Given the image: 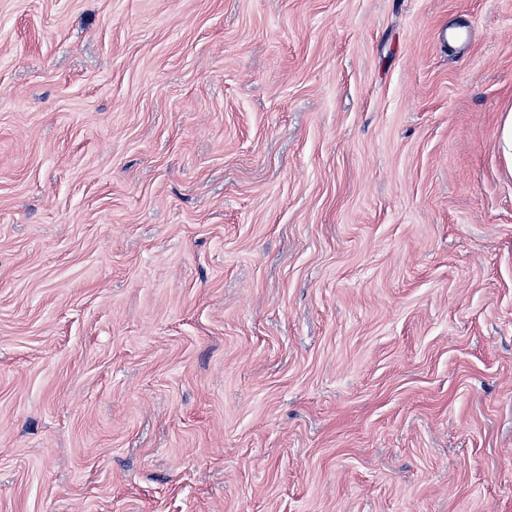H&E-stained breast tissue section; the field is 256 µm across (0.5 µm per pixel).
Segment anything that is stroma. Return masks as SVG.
Instances as JSON below:
<instances>
[{"label": "stroma", "instance_id": "1", "mask_svg": "<svg viewBox=\"0 0 512 512\" xmlns=\"http://www.w3.org/2000/svg\"><path fill=\"white\" fill-rule=\"evenodd\" d=\"M512 0H0V512H512Z\"/></svg>", "mask_w": 512, "mask_h": 512}]
</instances>
